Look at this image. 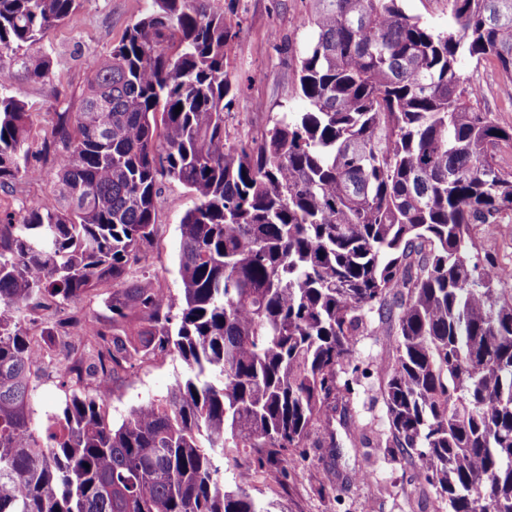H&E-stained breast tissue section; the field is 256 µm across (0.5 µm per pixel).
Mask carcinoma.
Instances as JSON below:
<instances>
[{"label":"carcinoma","instance_id":"carcinoma-1","mask_svg":"<svg viewBox=\"0 0 512 512\" xmlns=\"http://www.w3.org/2000/svg\"><path fill=\"white\" fill-rule=\"evenodd\" d=\"M79 0H0V75L50 77L37 47ZM316 38L299 69L309 110L255 146L229 141L224 0H152L92 58L81 105L32 140L0 91V188L48 181L0 210V512H277L224 458L257 448L283 470L351 394L338 374L375 323L394 337L391 441L448 512H512V291L473 260V224L512 210V125L480 107L468 56L512 79V0H448L436 31L399 0H305ZM181 111H175L177 106ZM197 199L179 224L181 294L140 266L161 186ZM112 290L107 328L35 348L33 307ZM187 366L168 396L105 416L104 388L155 351ZM68 388L34 418L39 373ZM49 189V184L43 183H19L15 185L12 193L4 194L0 191V204L2 209H9L20 214L22 208L29 206L40 198Z\"/></svg>","mask_w":512,"mask_h":512}]
</instances>
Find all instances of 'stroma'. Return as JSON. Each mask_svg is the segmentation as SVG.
<instances>
[{
	"label": "stroma",
	"instance_id": "1",
	"mask_svg": "<svg viewBox=\"0 0 512 512\" xmlns=\"http://www.w3.org/2000/svg\"><path fill=\"white\" fill-rule=\"evenodd\" d=\"M149 6L150 0H80L71 19L42 44L52 58L51 80L16 76L1 84L28 106L34 140H41L55 113L78 107L89 76L88 60L117 46ZM304 14L303 0H233L226 6L227 23L240 28L225 57L229 76L239 87L225 124L231 141L255 145L283 113L306 111L298 68L315 30L304 23ZM461 69L480 86L482 108L512 123V82L493 65L468 57L462 59ZM195 203L182 185H165L157 209L158 232L144 262L159 286L175 296L182 288L179 223ZM471 233L481 263L512 266V212L494 227L472 225ZM394 356L392 337L366 333L358 337L350 357L351 364L370 372L350 397L361 423L372 429L368 447H353L339 416H332L327 430L311 434L304 447L294 449L291 469L281 470L249 454L258 471L252 494L277 500L286 512H448L447 504L419 479L416 457L390 441L378 386ZM185 371L178 357L162 353L119 372L106 404L109 422L120 424L140 403L164 398Z\"/></svg>",
	"mask_w": 512,
	"mask_h": 512
}]
</instances>
